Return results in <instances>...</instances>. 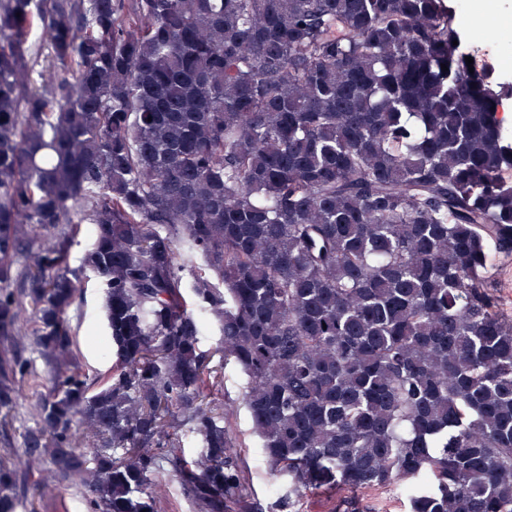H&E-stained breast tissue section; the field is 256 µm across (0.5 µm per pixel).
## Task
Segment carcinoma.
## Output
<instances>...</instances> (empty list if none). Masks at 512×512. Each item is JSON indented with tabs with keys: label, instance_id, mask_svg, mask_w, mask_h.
Returning a JSON list of instances; mask_svg holds the SVG:
<instances>
[{
	"label": "carcinoma",
	"instance_id": "cac0c4a2",
	"mask_svg": "<svg viewBox=\"0 0 512 512\" xmlns=\"http://www.w3.org/2000/svg\"><path fill=\"white\" fill-rule=\"evenodd\" d=\"M474 55L447 0H0V423L29 336L50 381L0 512L43 463L90 512H158L161 473L198 512H250L241 405L270 476L335 512L395 486L408 512H512L488 264L512 256V86ZM87 271L94 378L68 318Z\"/></svg>",
	"mask_w": 512,
	"mask_h": 512
}]
</instances>
